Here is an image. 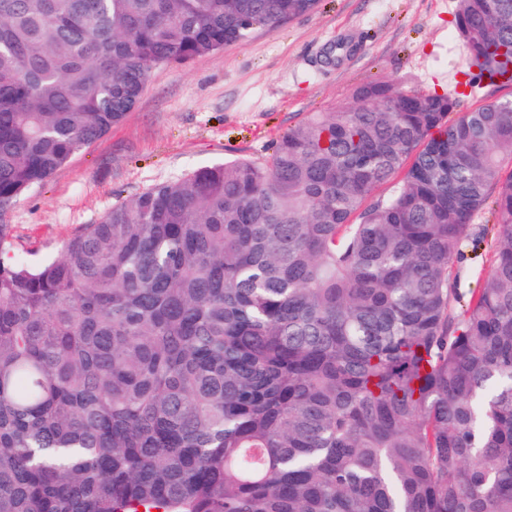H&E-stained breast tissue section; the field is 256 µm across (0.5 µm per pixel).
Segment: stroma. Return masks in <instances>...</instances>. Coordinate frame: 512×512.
<instances>
[{
  "label": "stroma",
  "instance_id": "1",
  "mask_svg": "<svg viewBox=\"0 0 512 512\" xmlns=\"http://www.w3.org/2000/svg\"><path fill=\"white\" fill-rule=\"evenodd\" d=\"M456 0H320L317 9L186 65H158L133 112L7 212L15 250L58 256L83 226L146 188L214 162H265L312 113L386 83L449 94L459 111L512 97L476 83Z\"/></svg>",
  "mask_w": 512,
  "mask_h": 512
}]
</instances>
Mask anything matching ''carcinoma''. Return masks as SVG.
Here are the masks:
<instances>
[{
	"label": "carcinoma",
	"mask_w": 512,
	"mask_h": 512,
	"mask_svg": "<svg viewBox=\"0 0 512 512\" xmlns=\"http://www.w3.org/2000/svg\"><path fill=\"white\" fill-rule=\"evenodd\" d=\"M318 2L0 0V512H512V98L450 120L371 84L262 164L156 184L54 259L13 250L5 214L153 67ZM456 29L477 79L512 67V0H457ZM470 247H465L464 257L455 262L454 273L456 275V286L463 293L473 289L480 288L486 280L489 273V261L491 252L485 243L478 253H482V258H473L474 254L470 252ZM473 258V259H472Z\"/></svg>",
	"instance_id": "1"
}]
</instances>
